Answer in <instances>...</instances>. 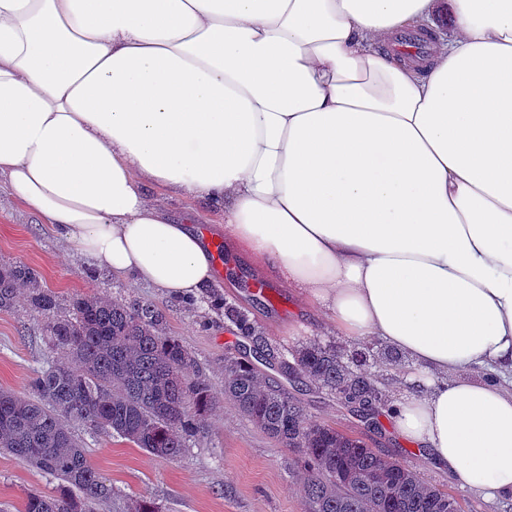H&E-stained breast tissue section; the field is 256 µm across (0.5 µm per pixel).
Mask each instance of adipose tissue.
<instances>
[{
	"label": "adipose tissue",
	"instance_id": "ef3b65f1",
	"mask_svg": "<svg viewBox=\"0 0 512 512\" xmlns=\"http://www.w3.org/2000/svg\"><path fill=\"white\" fill-rule=\"evenodd\" d=\"M451 4L421 64L386 46L438 0H0V184L177 298L214 258L148 190L205 201L229 253L405 357L401 440L512 497V0Z\"/></svg>",
	"mask_w": 512,
	"mask_h": 512
}]
</instances>
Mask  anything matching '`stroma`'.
<instances>
[{"label": "stroma", "instance_id": "1", "mask_svg": "<svg viewBox=\"0 0 512 512\" xmlns=\"http://www.w3.org/2000/svg\"><path fill=\"white\" fill-rule=\"evenodd\" d=\"M176 218L195 223L207 241H223L221 214L192 198L167 201ZM22 262L38 271L62 306L73 296L98 294L114 298H139L152 302L166 316L168 335L178 337L196 357L214 391L224 389L225 356L243 355L244 338L208 301L187 307L149 285L89 267L75 249L53 233L48 224L0 189V265ZM238 270L244 280H263L264 295L235 287L227 265H219L207 290L209 298H227L249 310L261 326L268 344L289 349L318 338L346 346L323 313L305 305L291 288L246 263ZM44 318L20 304L0 311V388L29 394L30 380L47 355L42 333ZM309 419L354 429L376 450L415 467L428 482L454 494L464 512H512V498L488 499L449 478L420 448L401 441L386 413L366 426L341 408L333 395L308 388L302 394ZM74 431L87 445L91 465L117 489L114 500L100 504L97 512H125L132 497L152 499L162 512H306L300 477L291 469L293 450L285 448L225 405L207 417L204 438L191 441L181 458L168 461L104 435L94 434L77 422ZM54 480L25 461L0 454V505L18 512L31 492L53 493Z\"/></svg>", "mask_w": 512, "mask_h": 512}]
</instances>
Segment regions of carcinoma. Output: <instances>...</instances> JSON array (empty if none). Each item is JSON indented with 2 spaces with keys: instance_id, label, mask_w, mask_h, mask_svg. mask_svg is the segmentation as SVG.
<instances>
[{
  "instance_id": "1",
  "label": "carcinoma",
  "mask_w": 512,
  "mask_h": 512,
  "mask_svg": "<svg viewBox=\"0 0 512 512\" xmlns=\"http://www.w3.org/2000/svg\"><path fill=\"white\" fill-rule=\"evenodd\" d=\"M25 303L44 316L53 359L31 378V394L0 389V454L20 458L58 481L53 495L30 493L20 512H95L112 483L87 459L71 426L119 437L165 460L205 434L200 416L224 402L269 438L295 449L307 512H462L458 499L414 468L367 446L357 433L308 419L300 398L239 357L224 358V393L190 376L195 357L165 332V315L137 298L76 295L68 314L59 296L23 263L0 266V309ZM240 335L262 342L246 310L224 303ZM280 373L304 379L346 406L385 403L374 344L348 353L313 340L289 351Z\"/></svg>"
}]
</instances>
